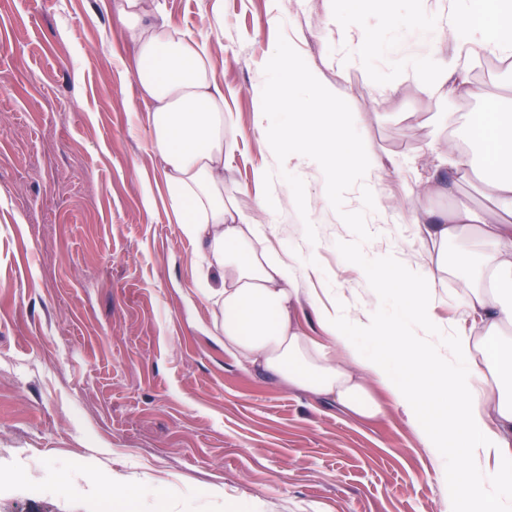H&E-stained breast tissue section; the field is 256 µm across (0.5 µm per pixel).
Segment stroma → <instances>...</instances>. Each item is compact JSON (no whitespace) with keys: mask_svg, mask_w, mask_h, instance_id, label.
<instances>
[{"mask_svg":"<svg viewBox=\"0 0 512 512\" xmlns=\"http://www.w3.org/2000/svg\"><path fill=\"white\" fill-rule=\"evenodd\" d=\"M162 2L193 34L224 28V109L243 130L224 175L242 188L240 209L283 188L280 169L300 177L317 207L315 245L302 254L315 287L397 315L399 298L374 293L340 255L337 242L354 235L322 169L279 167L252 109L262 63L285 36L345 90L359 134L387 157L375 175L382 197L409 201L428 181L453 180L429 150V119L444 106L402 72L405 57L448 51L428 13L435 0L361 11L358 28L377 38L364 66L343 71L324 0ZM132 57L99 0H0V469L21 460L28 471L0 483V512H102L89 467L144 487L136 512H457L448 485L461 473L438 466L400 415L356 420L246 371L207 334L195 246L149 159ZM471 79L479 95L443 129L468 152L475 114L512 103L504 60L478 58ZM378 81L391 90L376 95ZM365 212L367 257L422 252L405 212ZM168 482L178 498L159 494Z\"/></svg>","mask_w":512,"mask_h":512,"instance_id":"1","label":"stroma"}]
</instances>
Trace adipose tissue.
Instances as JSON below:
<instances>
[{
	"label": "adipose tissue",
	"mask_w": 512,
	"mask_h": 512,
	"mask_svg": "<svg viewBox=\"0 0 512 512\" xmlns=\"http://www.w3.org/2000/svg\"><path fill=\"white\" fill-rule=\"evenodd\" d=\"M324 2L327 15L338 19V68L362 65L363 39L347 22L356 13L354 0ZM100 4L115 11L135 47L131 73L145 104L149 155L176 220L196 245L198 292L213 307L212 333L223 337L225 352L249 372L357 419L400 412L436 458L447 455L450 433H463L471 482L452 486L451 495L480 497L486 512H512V113L479 119L482 164L444 144L458 179L479 178L490 207L459 199L434 212L419 199L392 201L430 248L400 276L382 269L379 289L397 285L405 299L403 318L382 322L349 299L324 301L312 286L314 265L270 245L260 217L299 207L297 189L262 197L254 216L242 213L227 191L224 163L242 131L226 126L221 61L210 37L174 23L161 0ZM445 36L447 55L408 58L404 66L452 106L477 94L470 78L475 59L512 53V0H448ZM452 245L464 257L458 312L471 321L460 335L447 334L435 315ZM307 308L318 326L314 335L301 321ZM363 335L381 337L387 354H366ZM446 395L452 403H443Z\"/></svg>",
	"instance_id": "adipose-tissue-1"
}]
</instances>
